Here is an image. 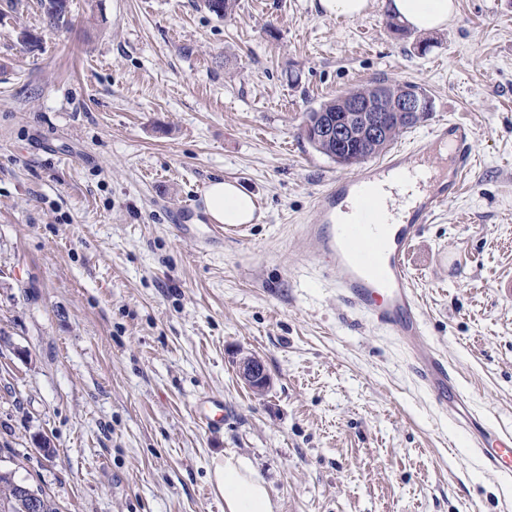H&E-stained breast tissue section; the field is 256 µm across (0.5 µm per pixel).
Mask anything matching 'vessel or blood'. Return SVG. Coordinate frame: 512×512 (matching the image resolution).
<instances>
[{
  "mask_svg": "<svg viewBox=\"0 0 512 512\" xmlns=\"http://www.w3.org/2000/svg\"><path fill=\"white\" fill-rule=\"evenodd\" d=\"M472 144L470 124L446 120L385 161L366 165L352 177L328 179L315 217L302 225L297 241L300 256L324 260L321 274L347 306L400 337L436 404L468 428L485 468L501 472L512 466V431L487 425L472 412L447 359L429 344L409 264L423 226L461 195L475 165ZM443 146L448 149L444 155L439 152ZM418 166L429 168L431 175L421 182L404 224H385L378 184L413 175Z\"/></svg>",
  "mask_w": 512,
  "mask_h": 512,
  "instance_id": "vessel-or-blood-1",
  "label": "vessel or blood"
}]
</instances>
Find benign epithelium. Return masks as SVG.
<instances>
[{
    "label": "benign epithelium",
    "instance_id": "1",
    "mask_svg": "<svg viewBox=\"0 0 512 512\" xmlns=\"http://www.w3.org/2000/svg\"><path fill=\"white\" fill-rule=\"evenodd\" d=\"M388 86L380 85L374 94L366 98L346 96L340 118L327 130L328 138L335 140L337 147L357 142L366 151H377L389 139L387 113L399 112L406 115H419L425 107V99L420 92L408 89L387 102ZM241 377L254 392L261 394L269 384V377L262 363L248 358L240 365Z\"/></svg>",
    "mask_w": 512,
    "mask_h": 512
}]
</instances>
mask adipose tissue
<instances>
[{"mask_svg": "<svg viewBox=\"0 0 512 512\" xmlns=\"http://www.w3.org/2000/svg\"><path fill=\"white\" fill-rule=\"evenodd\" d=\"M390 8L404 26L424 33L446 29L455 16L454 0H391ZM205 206L207 217L215 224H248L255 213L252 195L227 180L209 183ZM211 483L224 500V512H275L266 480L247 457L215 456Z\"/></svg>", "mask_w": 512, "mask_h": 512, "instance_id": "adipose-tissue-1", "label": "adipose tissue"}]
</instances>
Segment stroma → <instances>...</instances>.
Returning <instances> with one entry per match:
<instances>
[{
	"instance_id": "35a3bbf8",
	"label": "stroma",
	"mask_w": 512,
	"mask_h": 512,
	"mask_svg": "<svg viewBox=\"0 0 512 512\" xmlns=\"http://www.w3.org/2000/svg\"><path fill=\"white\" fill-rule=\"evenodd\" d=\"M456 3L417 34L386 0L354 21L318 0H70L62 29L0 0L1 469L59 512H224L222 451L277 512H512V474L484 471L398 339L294 245L326 180L357 173L299 138L309 108L386 79L433 99L400 143L466 120L476 166L412 285L472 410L512 428V0ZM217 178L260 205L245 240L212 232ZM250 355L265 395L237 375Z\"/></svg>"
}]
</instances>
